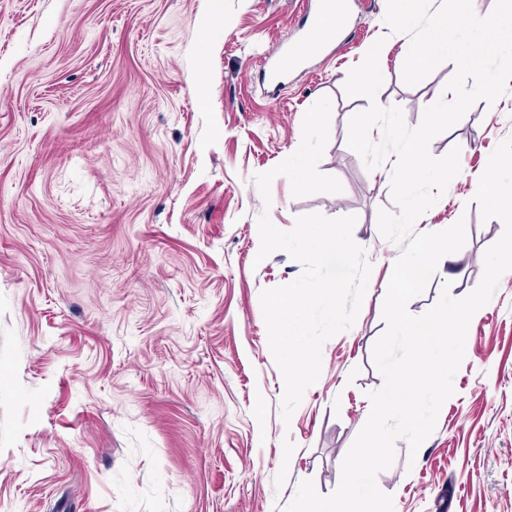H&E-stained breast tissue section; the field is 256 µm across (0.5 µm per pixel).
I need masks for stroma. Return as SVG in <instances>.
Segmentation results:
<instances>
[{"instance_id": "1", "label": "stroma", "mask_w": 512, "mask_h": 512, "mask_svg": "<svg viewBox=\"0 0 512 512\" xmlns=\"http://www.w3.org/2000/svg\"><path fill=\"white\" fill-rule=\"evenodd\" d=\"M0 0V512H282L299 483L331 494L383 378L372 353L401 253L377 223L389 177L348 145L369 102L344 85L376 41V100L409 126L455 72L409 86L383 0H350V42L269 98L258 60L307 24L293 0ZM204 83H197V71ZM331 101L318 164L338 193L294 196L277 176L306 110ZM512 135V91L475 102L429 145L460 149V173L417 221H464L466 242L408 304L443 282L461 298L502 235L482 220L473 173ZM356 216L372 267L355 324L322 349L290 422L262 312L296 279L286 251L257 260V220ZM434 432L396 443L379 488L394 512H512V271L479 309Z\"/></svg>"}]
</instances>
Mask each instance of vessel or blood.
<instances>
[{"label": "vessel or blood", "instance_id": "vessel-or-blood-1", "mask_svg": "<svg viewBox=\"0 0 512 512\" xmlns=\"http://www.w3.org/2000/svg\"><path fill=\"white\" fill-rule=\"evenodd\" d=\"M302 6L311 16L310 27L268 64L272 85H279L288 71L302 68L310 60L326 54L346 27L348 0H302Z\"/></svg>", "mask_w": 512, "mask_h": 512}]
</instances>
